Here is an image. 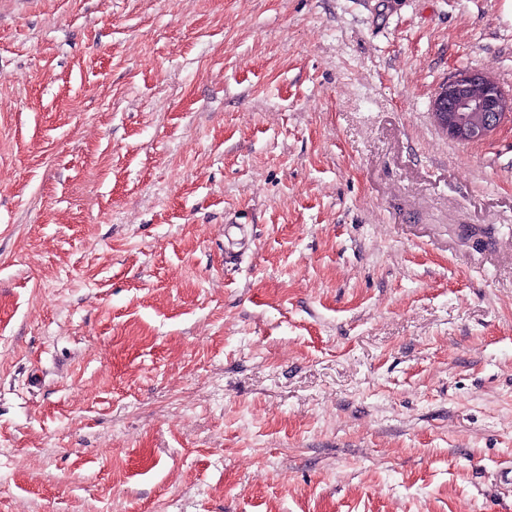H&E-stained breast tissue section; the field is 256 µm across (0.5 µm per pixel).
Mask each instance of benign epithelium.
I'll return each instance as SVG.
<instances>
[{
  "label": "benign epithelium",
  "mask_w": 512,
  "mask_h": 512,
  "mask_svg": "<svg viewBox=\"0 0 512 512\" xmlns=\"http://www.w3.org/2000/svg\"><path fill=\"white\" fill-rule=\"evenodd\" d=\"M432 110L448 138L477 143L512 120V96H506L487 76L460 70L438 88Z\"/></svg>",
  "instance_id": "obj_1"
}]
</instances>
